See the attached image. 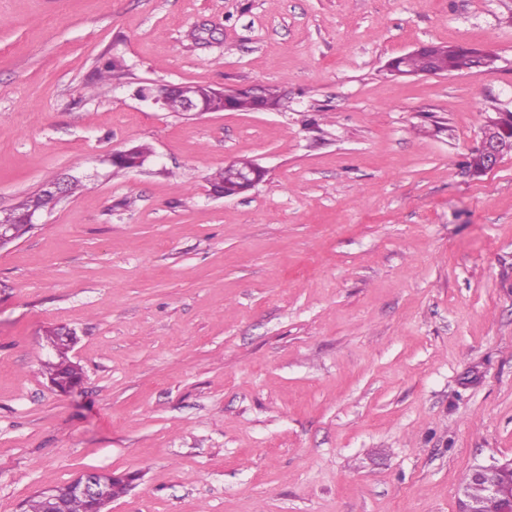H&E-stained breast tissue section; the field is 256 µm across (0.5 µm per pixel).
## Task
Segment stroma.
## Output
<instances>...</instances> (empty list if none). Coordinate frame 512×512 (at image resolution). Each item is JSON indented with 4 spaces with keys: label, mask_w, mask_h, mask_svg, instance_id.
Wrapping results in <instances>:
<instances>
[{
    "label": "stroma",
    "mask_w": 512,
    "mask_h": 512,
    "mask_svg": "<svg viewBox=\"0 0 512 512\" xmlns=\"http://www.w3.org/2000/svg\"><path fill=\"white\" fill-rule=\"evenodd\" d=\"M428 42L496 62L386 75ZM179 83L285 107L133 95ZM494 107L512 0H0V212L83 183L0 249V512L90 469L136 477L105 512H459L512 459V153L466 166ZM239 158L263 181L209 195ZM174 87H179L182 90L181 93L173 89L171 91V97L168 104V94ZM134 96L143 102H149L158 109H163L169 112H183V113H195L204 114L207 112H215L210 109H206L198 101L197 94L191 84L183 83L179 85L170 84H159V85H148L141 86L136 89ZM182 97V98H181ZM183 102V107H182ZM182 108V110H181ZM235 90L218 91L221 99L230 100ZM231 105L236 112H257L259 107H264L270 111H279L282 107L280 94L276 88L269 87V92L263 102L258 103L246 90H241L234 98L231 99ZM72 180V178L65 177L52 180L42 185L39 190L45 193V195L50 199L49 207L47 209L32 207L26 210L25 223L28 224L26 227H30L32 224H38V219L44 213H50L56 205L60 204L63 200L69 197L68 185ZM39 190L25 198L26 204L31 202L39 203L42 200L38 194ZM61 358L63 359L48 360L44 363L45 371L50 375V378L56 380L62 387L80 382V369L71 362L68 356L61 355ZM503 464L493 460L484 466H477L473 471V476L482 483L486 494L503 499L505 512L512 511V495L507 488L500 483L499 474Z\"/></svg>",
    "instance_id": "obj_1"
}]
</instances>
